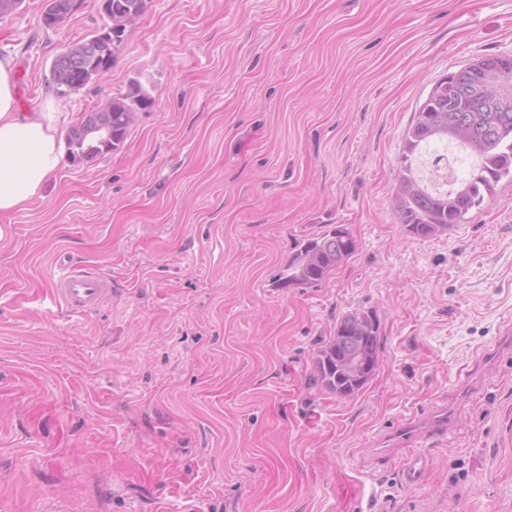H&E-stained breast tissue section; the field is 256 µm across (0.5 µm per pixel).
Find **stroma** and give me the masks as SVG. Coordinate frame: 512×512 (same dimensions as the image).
<instances>
[{
  "instance_id": "35a3bbf8",
  "label": "stroma",
  "mask_w": 512,
  "mask_h": 512,
  "mask_svg": "<svg viewBox=\"0 0 512 512\" xmlns=\"http://www.w3.org/2000/svg\"><path fill=\"white\" fill-rule=\"evenodd\" d=\"M48 3L0 17L22 108L53 104L64 132L133 83L153 105L0 232V512H512V181L430 238L391 206L432 86L512 55V0H148L66 97L55 56L106 18L83 0L48 28ZM339 225L352 258L277 287ZM69 262L111 282L90 312L50 298ZM361 311L381 361L340 399L315 359ZM444 406L407 488L378 435Z\"/></svg>"
}]
</instances>
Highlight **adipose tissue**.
I'll return each instance as SVG.
<instances>
[{
    "mask_svg": "<svg viewBox=\"0 0 512 512\" xmlns=\"http://www.w3.org/2000/svg\"><path fill=\"white\" fill-rule=\"evenodd\" d=\"M59 113L19 109L16 72L0 58V219L42 197L61 160Z\"/></svg>",
    "mask_w": 512,
    "mask_h": 512,
    "instance_id": "ef3b65f1",
    "label": "adipose tissue"
}]
</instances>
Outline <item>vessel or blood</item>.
I'll use <instances>...</instances> for the list:
<instances>
[{
    "label": "vessel or blood",
    "instance_id": "obj_1",
    "mask_svg": "<svg viewBox=\"0 0 512 512\" xmlns=\"http://www.w3.org/2000/svg\"><path fill=\"white\" fill-rule=\"evenodd\" d=\"M106 292L107 281L103 276L70 264L64 266L53 295L68 312L85 313L95 309ZM450 425L451 416L444 408L429 416L409 417L379 437L374 454L377 458L387 459L394 452L403 451L402 479L408 486H419L429 468L427 448L447 441Z\"/></svg>",
    "mask_w": 512,
    "mask_h": 512
}]
</instances>
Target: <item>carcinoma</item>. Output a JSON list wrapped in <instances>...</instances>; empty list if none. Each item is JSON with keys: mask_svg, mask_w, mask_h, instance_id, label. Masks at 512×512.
I'll return each instance as SVG.
<instances>
[{"mask_svg": "<svg viewBox=\"0 0 512 512\" xmlns=\"http://www.w3.org/2000/svg\"><path fill=\"white\" fill-rule=\"evenodd\" d=\"M147 0H102L107 22L93 34L66 46L53 60L51 86L64 97L96 79L100 68L111 71L128 25L142 16ZM497 70L512 80V56L492 55L477 59L437 81L416 112L404 138L398 161V188L393 205L399 223L414 237L430 238L460 224L475 207L492 199L498 184L512 179V112H488L480 100L455 93L475 68ZM152 106L142 88L132 84L111 96L103 106L83 113L66 134L68 155L82 164L123 145L131 116ZM452 143L473 152L466 177H453L451 188L435 191L422 176L418 160L431 144ZM334 227L306 240L288 261L278 288H315L356 248H346ZM348 353H360L376 366L380 356L379 323H360L350 313L336 323L334 336L318 352L315 385L338 398L354 396L373 375L366 370L352 375L341 365Z\"/></svg>", "mask_w": 512, "mask_h": 512, "instance_id": "carcinoma-1", "label": "carcinoma"}]
</instances>
